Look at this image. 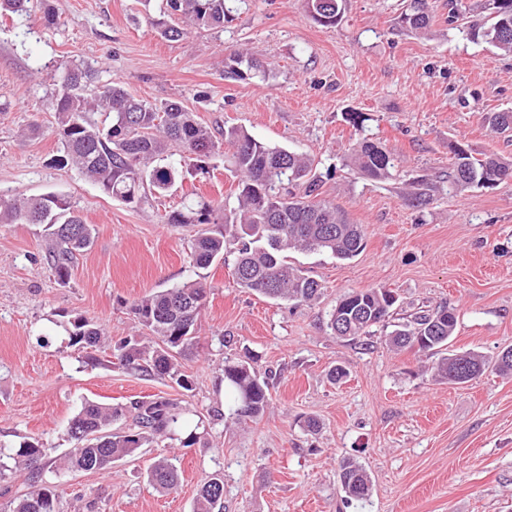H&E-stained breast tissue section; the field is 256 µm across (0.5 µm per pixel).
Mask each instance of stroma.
Segmentation results:
<instances>
[{
  "mask_svg": "<svg viewBox=\"0 0 512 512\" xmlns=\"http://www.w3.org/2000/svg\"><path fill=\"white\" fill-rule=\"evenodd\" d=\"M49 2L51 27L39 0L26 14L0 16V194L67 197L94 242L62 286L39 226L0 224V445L12 452L38 437L67 452V424L82 403L142 397L178 400L201 439L190 448L159 442L105 473L2 471L0 512L38 479L57 485L63 512H79L85 492L99 512H192L215 473L224 512H512V375L489 369L466 384L439 382L413 352L389 346L386 328L357 341L324 328L344 291L384 287L399 295L402 317L454 306V349L493 360L512 345V181L462 191L448 181L455 143L512 160V141L482 119L512 108V54L449 28L446 0H434L418 34L399 25L410 0H346L333 28L309 18L304 0H230L233 21L177 41L160 36L139 0ZM236 45L266 75L225 78L224 49ZM64 63L90 65L99 84L121 81L138 98L178 102L210 128L241 126L309 155L324 198L366 225L364 250L350 260L291 253L323 286L307 304L239 287L225 251L204 271L212 290L198 341L177 357L193 391L110 362L115 342L144 334L127 302L195 277V226L164 216L195 196L235 206L238 180L227 152L208 174L130 207L76 169L52 167L51 102ZM359 140L395 155L388 178L353 168ZM421 179L432 191L418 205L411 197ZM77 313L103 330L97 346L71 343L66 328ZM245 355L274 374L268 408L247 424L215 419L232 404L224 360ZM335 366L347 371L338 383L328 376ZM310 416L320 422L313 433L303 426ZM170 456L180 484L160 493L148 469ZM349 458L371 476L368 499L341 489L339 463Z\"/></svg>",
  "mask_w": 512,
  "mask_h": 512,
  "instance_id": "obj_1",
  "label": "stroma"
}]
</instances>
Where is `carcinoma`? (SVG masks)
Segmentation results:
<instances>
[{"mask_svg":"<svg viewBox=\"0 0 512 512\" xmlns=\"http://www.w3.org/2000/svg\"><path fill=\"white\" fill-rule=\"evenodd\" d=\"M31 0H0V15L29 11ZM344 0H305L310 18L323 27L336 26L343 15ZM486 21L465 26L474 40H482L503 53H512V0H501L492 8L484 3ZM467 11L463 0H448L445 21L451 28L461 26ZM159 12L179 16L181 24L158 23L161 37L177 41L188 29L224 27L226 0H165ZM431 0H413L412 11L400 16L401 26L420 32L430 25ZM265 73L264 65L240 50L224 57V76L244 79ZM96 82L95 71L83 64L64 66L60 90L52 102L59 142L53 166L77 169L104 193L127 205H138L146 192L162 195L176 181L207 172V160L233 149L240 176L238 205L198 201L165 216L167 224H196L200 230L189 246L193 267L207 269L224 259L226 238L236 244L233 274L237 285L274 300L310 303L321 296L320 283L288 261V253L326 252L340 260L359 255L365 248L366 230L352 224L330 202L320 199L321 181L312 174L313 160L283 147H271L241 127L224 130L216 137L177 102L150 103L130 95L118 82L86 88ZM103 112L109 122L100 126L90 117ZM484 121L497 134L512 133V110L487 112ZM179 147L180 159L168 162L171 145ZM353 166L361 173L384 179L395 167L394 154L387 148L362 142L353 149ZM512 180V160L496 154L477 158L461 146L451 147L448 181L462 190L473 184L489 187ZM1 224H37L42 227L47 261L65 284L77 255L93 243L91 225L77 214L66 197L48 192L35 197L0 195ZM223 224L215 233L210 224ZM206 277L153 292L129 304L138 323L161 342L146 345L136 337L113 346L119 365L130 371L167 378L184 391L193 390L194 380L178 364L173 350L197 342V322L206 304ZM398 301L386 288L350 289L329 312L326 329L336 334V321L346 322L344 338L354 341L377 326L392 325L388 343L395 349L435 358L431 370L437 380L467 383L489 366L476 352L448 353L454 336L455 309L439 305L419 310L402 322L390 323ZM74 344L95 346L100 342L99 326L82 316L67 328ZM271 375H261L245 360H224V386L233 395L229 418L238 422L256 420L268 405ZM183 409L174 399H132L126 404L104 405L86 401L70 420L68 438L73 448L63 456H51V449L38 440L23 443L13 457L16 467H65L104 473L112 463L148 448L162 439L177 440L190 448L200 441L196 430L181 425ZM127 418L130 424L111 431L112 422ZM339 478L347 497L364 500L373 489L361 465L345 459ZM180 480L178 467L169 458L155 461L148 471L149 483L159 491L175 489ZM57 486L44 482L10 501L9 512H62ZM224 479L216 473L203 483L194 502V512H223Z\"/></svg>","mask_w":512,"mask_h":512,"instance_id":"cac0c4a2","label":"carcinoma"}]
</instances>
